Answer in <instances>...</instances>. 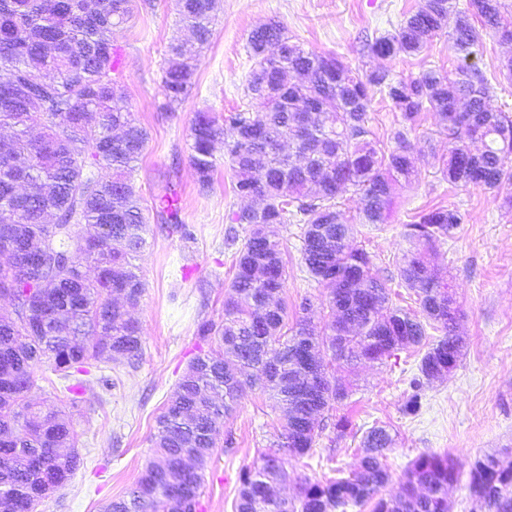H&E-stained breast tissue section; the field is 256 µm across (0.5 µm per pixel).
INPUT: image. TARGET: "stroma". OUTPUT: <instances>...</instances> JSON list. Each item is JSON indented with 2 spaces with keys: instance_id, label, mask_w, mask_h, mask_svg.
<instances>
[{
  "instance_id": "stroma-1",
  "label": "stroma",
  "mask_w": 512,
  "mask_h": 512,
  "mask_svg": "<svg viewBox=\"0 0 512 512\" xmlns=\"http://www.w3.org/2000/svg\"><path fill=\"white\" fill-rule=\"evenodd\" d=\"M423 3L219 0L210 41L197 56L192 93L170 112L163 107L162 69L170 44L190 41L191 36L178 22L175 0H131L130 13L114 28L112 38L118 48V83L134 118L149 133L134 181L149 208L160 196L175 194L182 220L193 225L196 240L187 243L157 221L148 224L146 247L138 260L146 288L131 311L141 326L142 356L133 368L117 361L93 369L96 382L72 415L81 463L67 485L40 500L35 512H102L105 504L125 495L153 455L150 439L157 416L203 346L197 336L199 322L224 313V292L235 261L234 247L224 243L226 216L242 202L233 192L234 175L221 159L210 190L200 191L189 162L190 128L196 112L221 117L250 108L245 86L253 67L251 32L276 21L305 50L335 55L362 73L382 66L394 77L411 80L430 67L447 72L455 68L457 57L447 33L434 36L420 55L385 62L362 47L394 30ZM481 43L479 65L493 87L490 105L511 111L512 82L500 77L498 68L501 59L512 56V43L486 31ZM408 137L416 156L415 174L410 183L396 187L388 223L363 227L353 244L369 252L393 302L415 308L399 278L407 247L405 226L421 210L458 208L463 220L437 247L432 261L447 270L448 283L463 307V354L445 379L425 386L421 409L414 416L404 414L402 407L417 371V350L352 370L348 378L353 393L336 410L349 418V432L340 439L333 428H326L309 456L289 458L281 496L296 497L303 479L322 478L334 468H355L362 456V436L374 425L387 424L398 433L396 447L387 453L390 478L382 490L386 497L400 492L409 463L422 452L448 453L465 472L477 457L512 448V206L505 203L512 187L496 197L443 179L438 163L448 153V137L434 113H421ZM273 231L284 245L288 265L283 301L292 305L310 297L313 317L322 318L328 290L305 270L300 225L277 224ZM101 376L112 379V390L98 384ZM281 423V413L267 394L256 388L244 391L232 418L218 428L198 512H235L243 468L268 450Z\"/></svg>"
}]
</instances>
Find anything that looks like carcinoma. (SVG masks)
Returning a JSON list of instances; mask_svg holds the SVG:
<instances>
[{"label":"carcinoma","mask_w":512,"mask_h":512,"mask_svg":"<svg viewBox=\"0 0 512 512\" xmlns=\"http://www.w3.org/2000/svg\"><path fill=\"white\" fill-rule=\"evenodd\" d=\"M129 2L0 0V128L11 130L0 139V252L9 257L0 265V301L11 307L0 313V512H32L80 465L69 416L26 401L36 372L52 367L77 407L91 366L141 358V329L124 307L136 306L145 288L136 261L148 218L132 176L149 134L114 77L112 44ZM176 8L197 44L207 45L218 0H176ZM501 8V0H469L466 8L458 0H425L394 31L365 43L369 54L392 60L422 53L448 31L455 71L430 67L408 81L386 68L361 76L334 55L307 52L276 22L252 32L245 93L257 111L221 121L200 111L191 127L199 187L212 185L221 142L235 195L258 201L228 214L244 236L224 315L197 328L216 347L190 361L156 419L154 457L105 512H197L214 433L235 411L250 370L266 379L283 425L276 449L242 470L236 512H450L448 488L460 471L447 453L419 454L399 495H381L389 480L386 452L397 442L383 425L363 435L355 469L307 479L294 499L274 487L287 478L285 460L308 454L325 414L352 395L343 373L359 360L381 363L404 349L422 351L407 414L418 412L425 384L457 366L463 310L447 275L429 269V258L462 223L460 211L422 210L406 225L400 279L419 304L412 312L393 305L368 253L352 246L355 227L343 221L337 198L351 189L361 196L360 223L387 222L393 186L414 173L407 131L422 112L438 116L448 133L444 179L496 195L512 185V113L488 106L491 85L477 63L480 37L472 23L477 18L512 39V16ZM170 55L162 85L164 108L174 111L192 92L195 64L179 43ZM377 93L402 119L392 148L368 126ZM472 143L481 149L472 152ZM103 168L111 178L100 176ZM157 215L182 240H196L174 201L161 200ZM270 224L304 225L303 263L329 290L328 312L318 323L303 316L306 300L288 322L281 299L287 266ZM32 255L40 262L29 263ZM467 488L470 512H512V462L497 454L477 458Z\"/></svg>","instance_id":"carcinoma-1"}]
</instances>
